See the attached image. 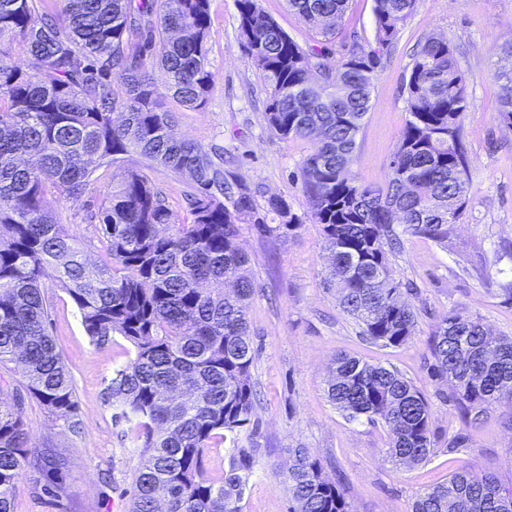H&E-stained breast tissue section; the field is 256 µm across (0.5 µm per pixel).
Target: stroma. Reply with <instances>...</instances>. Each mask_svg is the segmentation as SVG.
<instances>
[{
  "label": "stroma",
  "instance_id": "35a3bbf8",
  "mask_svg": "<svg viewBox=\"0 0 512 512\" xmlns=\"http://www.w3.org/2000/svg\"><path fill=\"white\" fill-rule=\"evenodd\" d=\"M373 7L374 0H350L327 64L353 39L373 44ZM430 36L448 39L460 52L469 102L464 132L470 203L448 243L406 234L392 256L393 276L408 288L407 299L418 313L413 335L395 348L366 341L324 285L322 227L313 223L303 189L302 165L312 143L283 140L267 128L265 81L241 46L235 0H211L214 80L205 107L197 111L169 97L163 101L176 115L177 134L224 148L258 204L280 197L296 218L280 235L259 224L241 227L255 279L249 319L258 348L252 375L261 392L253 414L258 432L246 429L238 436L239 447L254 449L256 457L242 512H288L281 471L299 447L310 449L326 474L341 477L353 512H410L421 489L466 465L512 481V405L496 407L485 424L470 429L449 404L447 385L428 374L432 329L450 310L476 314L494 333L512 336V299L502 292L512 282V127L498 116L507 89L496 76L503 49L512 45V0H418L396 49L382 61L349 176L358 183L384 182L408 117L413 56ZM127 170L162 190L175 223L192 221L188 179L132 153L122 168L96 171L80 199L46 196L48 209L88 252L99 246L93 215ZM43 286L51 303L50 333L74 380L82 430L69 432L38 400L26 399L24 420L33 444L66 465L58 471L25 467L14 512H129L141 465L138 432L134 423L117 418L105 391L134 349L117 334L104 345L92 343L68 293L50 277ZM339 353L395 368L426 394L437 448L430 462L395 468L386 457V428L348 422L329 402L325 384ZM466 433L469 446L448 452L451 438ZM51 482L61 487L60 496L44 494Z\"/></svg>",
  "mask_w": 512,
  "mask_h": 512
}]
</instances>
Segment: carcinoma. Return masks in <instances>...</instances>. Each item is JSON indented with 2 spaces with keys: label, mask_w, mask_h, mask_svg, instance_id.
Wrapping results in <instances>:
<instances>
[{
  "label": "carcinoma",
  "mask_w": 512,
  "mask_h": 512,
  "mask_svg": "<svg viewBox=\"0 0 512 512\" xmlns=\"http://www.w3.org/2000/svg\"><path fill=\"white\" fill-rule=\"evenodd\" d=\"M417 0H374L376 47L357 42L333 66L328 46H301L260 6L236 0L241 42L266 86L265 120L282 139H315L303 161L313 223L330 253L327 284L365 340L399 347L412 336L416 309L395 281L390 255L400 233L448 241L469 203L463 119L468 110L458 47L431 36L417 52L407 112L385 186L348 177L381 61ZM322 37L333 34L348 0H288ZM35 0H0V365L12 363L22 388L80 429L75 386L48 332L43 279L74 301L97 345L113 334L134 348L115 371L107 397L141 439L142 466L130 512H241L256 463L236 436L257 405L258 354L248 321L254 282L240 247V225L288 228L279 199L259 210L251 190L204 145L171 133L170 96L204 106L213 82L210 0H61L58 14L35 18ZM25 57L21 65L12 51ZM497 77L511 84L499 118L512 125V46ZM159 66L164 88L153 81ZM324 84L308 85L313 66ZM136 152L190 178L192 222L177 224L163 193L129 171L97 214L102 252L91 257L44 205L54 191L77 199L97 170ZM431 375L448 383V402L471 426L512 404V337L494 336L477 316L451 310L432 333ZM349 421L388 429L387 457L402 468L435 453L426 395L397 370L340 354L326 389ZM23 397L0 400V512H14L23 469L42 459L23 418ZM232 446L224 479L204 458L214 442ZM289 512H351L339 481L306 448L281 472ZM412 512H512V485L462 468L426 486Z\"/></svg>",
  "instance_id": "cac0c4a2"
}]
</instances>
